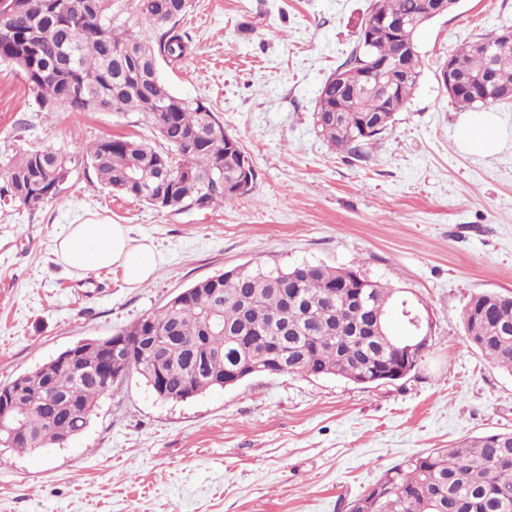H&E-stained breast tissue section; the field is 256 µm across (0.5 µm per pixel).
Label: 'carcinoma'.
<instances>
[{
	"instance_id": "cac0c4a2",
	"label": "carcinoma",
	"mask_w": 512,
	"mask_h": 512,
	"mask_svg": "<svg viewBox=\"0 0 512 512\" xmlns=\"http://www.w3.org/2000/svg\"><path fill=\"white\" fill-rule=\"evenodd\" d=\"M193 0H0V62L15 66L48 112L135 113L161 144L132 136L109 137L85 148L101 187L149 205L181 211L209 208L238 196L255 180L241 144L199 99L177 94L159 73L160 61L185 57L189 38L180 22ZM385 14L405 20L393 34L368 19L337 70L398 64L394 97L346 92L332 78L323 83L315 126L334 148L356 158L389 129L412 98L420 74L415 34L427 24L422 0H382ZM458 89L449 95L462 110L493 104L476 81L491 73L512 89V39L501 30L478 34L448 57ZM67 155L28 148L4 165L0 195L34 210L61 191ZM347 269L303 262L291 267L245 266L200 280L162 309L118 332L121 354L88 346L79 365L51 360L0 386L13 396L12 411L25 432L0 431V455L62 446L88 427L101 398L134 371L162 401L182 402L219 388L224 370L276 350L288 375L323 372L366 388L375 371L399 363L404 338L388 341L363 329L378 311L398 305L399 290L375 282L355 316L344 290L333 287ZM462 323L468 344L512 375V295L478 292L467 301ZM347 512H512V431L469 438L452 448L412 455L394 465Z\"/></svg>"
}]
</instances>
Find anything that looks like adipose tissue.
I'll return each mask as SVG.
<instances>
[{
  "mask_svg": "<svg viewBox=\"0 0 512 512\" xmlns=\"http://www.w3.org/2000/svg\"><path fill=\"white\" fill-rule=\"evenodd\" d=\"M460 140L465 150L489 155L500 148L502 130L495 113H468L461 124ZM54 254L71 274L115 268L124 281L137 288L150 281L162 257L153 242L134 238L126 225L87 221L66 225L55 238Z\"/></svg>",
  "mask_w": 512,
  "mask_h": 512,
  "instance_id": "adipose-tissue-1",
  "label": "adipose tissue"
}]
</instances>
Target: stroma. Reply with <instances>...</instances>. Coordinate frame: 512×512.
Wrapping results in <instances>:
<instances>
[{
	"label": "stroma",
	"instance_id": "35a3bbf8",
	"mask_svg": "<svg viewBox=\"0 0 512 512\" xmlns=\"http://www.w3.org/2000/svg\"><path fill=\"white\" fill-rule=\"evenodd\" d=\"M194 3L180 24L188 54L161 74L212 109L257 172L249 194L213 209L101 189L83 147L149 130L132 114L45 111L0 62V166L26 146L71 159L37 210L0 201V385L244 263L354 268L421 300L434 334L406 378L371 389L258 374L163 402L130 373L75 441L0 463V512H345L411 455L512 431V375L469 346L461 321L471 294H512V100L491 107L502 149L470 154L465 113L439 80L463 42L512 28V0H460L418 32L416 90L361 160L320 136L313 113L370 0ZM87 218L151 239L153 279L132 288L107 269L68 273L54 238Z\"/></svg>",
	"mask_w": 512,
	"mask_h": 512
}]
</instances>
